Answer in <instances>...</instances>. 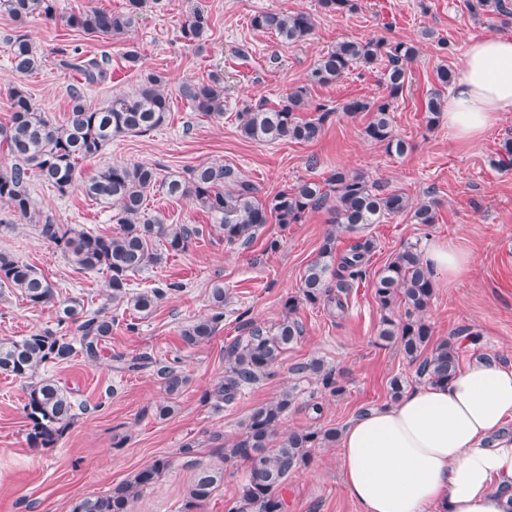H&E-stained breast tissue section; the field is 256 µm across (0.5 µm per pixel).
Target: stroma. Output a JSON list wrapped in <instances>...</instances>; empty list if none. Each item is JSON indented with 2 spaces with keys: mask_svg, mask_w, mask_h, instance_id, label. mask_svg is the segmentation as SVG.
<instances>
[{
  "mask_svg": "<svg viewBox=\"0 0 512 512\" xmlns=\"http://www.w3.org/2000/svg\"><path fill=\"white\" fill-rule=\"evenodd\" d=\"M125 4L57 0L60 20L35 17L23 24L0 11V125L10 120L16 88L27 91L52 119H64L69 90L80 76L59 66V52L76 47L85 56L105 54L111 59L106 79L86 88L88 102L99 104L131 92L151 73L164 77L170 98L166 124L143 136L114 139L98 156L79 163L77 177L113 163L153 164L164 177L186 175L201 164H223L256 184L265 198L300 180L321 181L342 169L412 200L433 201L437 221L426 226L399 214L371 225L374 248L363 278L348 290L346 313L333 317L324 306L299 304L297 317L305 333L283 354L275 376L219 409L204 394L224 374L225 346L243 335L244 321L269 326L282 317L286 300L297 295L332 228L329 208L308 213L298 224L269 221L248 245L229 246L201 207L158 189L150 191L148 213H163L172 224H201L208 233L186 252L136 276L139 289L160 281L182 282L183 289L161 300L133 332L124 325L131 311L106 300L105 273L77 271L28 221L0 224V252L41 270L58 299L76 297L86 309L119 318L97 360L77 356L41 366L40 376L55 380L85 406L53 447L34 448L28 442L30 425L23 410L27 381L0 375V512H71L79 500L107 493L162 457L170 458L172 467L143 491L134 512H181L196 466L215 459L216 440L234 439L251 411L281 392H298L281 423L284 435L311 425L341 430L362 410L388 405L391 379H414L415 368L395 346L378 338L383 312L374 298L373 279L409 244L423 248L429 241L448 239L475 257L470 271L455 283L433 280L434 295L424 318L434 341L468 328L477 331L479 342L460 350L461 365L490 356L512 365V170L493 165L503 140L512 138V113H503L480 140L458 145L448 134L447 120L428 125L425 112L437 87V68L457 70L471 39L512 37V24L492 15H473L468 0H360L356 11L342 14L324 12L319 0H155L133 30L98 37L63 20L74 11L116 12ZM196 10L207 12L211 21L201 46L184 41L180 33L182 22ZM265 11L310 13L314 30L306 42L282 43L252 27V16ZM19 33L28 36L42 57L39 70L30 75L16 74L9 63V40ZM372 38L411 40L419 48L391 114L395 134L410 144L400 156L367 139L369 113L341 110L346 100L382 95L380 70L356 68L332 85L307 84L318 58L337 42ZM445 42L450 45L446 51L441 48ZM131 48L141 57L133 68L124 59ZM214 75L224 80L220 117L194 111L178 93L182 82ZM303 85L309 88L311 103L334 109L318 140L270 144L241 136L240 114L247 105L263 99L278 106L288 92ZM30 193L36 210L56 223L99 233L119 229L111 210L88 198L80 186L62 193L35 176ZM273 242L278 245L274 251L269 248ZM218 286L227 296L223 323L209 342L184 347L181 326L210 314L211 292ZM55 327L54 307H31L17 292L0 287V339ZM117 353L176 361L187 382L178 396H169L150 373H117L112 361ZM314 357L335 368L342 393L332 395L315 383L297 380L294 366ZM312 399L322 402L321 415L308 409ZM167 403L173 413L159 417L158 406ZM188 443L193 451L186 454L182 448ZM282 495L286 512H361L341 485L332 443L313 449L310 462L289 477Z\"/></svg>",
  "mask_w": 512,
  "mask_h": 512,
  "instance_id": "1",
  "label": "stroma"
}]
</instances>
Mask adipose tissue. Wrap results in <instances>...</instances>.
Listing matches in <instances>:
<instances>
[{
  "label": "adipose tissue",
  "mask_w": 512,
  "mask_h": 512,
  "mask_svg": "<svg viewBox=\"0 0 512 512\" xmlns=\"http://www.w3.org/2000/svg\"><path fill=\"white\" fill-rule=\"evenodd\" d=\"M512 113V39L471 41L446 96L455 141L474 142ZM423 261L454 283L473 264L452 241L428 243ZM512 367L488 357L445 386L423 385L357 417L339 438L349 496L363 512H512Z\"/></svg>",
  "instance_id": "1"
}]
</instances>
